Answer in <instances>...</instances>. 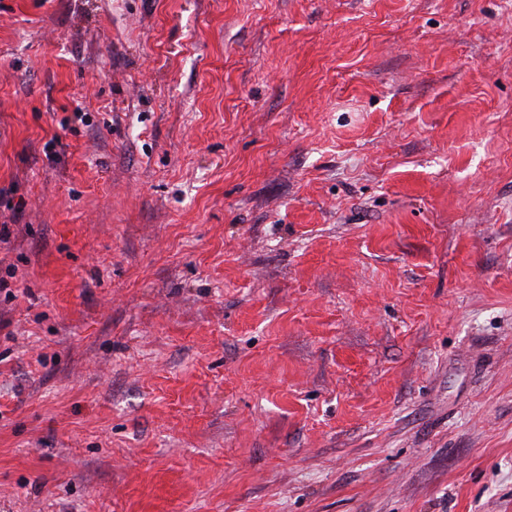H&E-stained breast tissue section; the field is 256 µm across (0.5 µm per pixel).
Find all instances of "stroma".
<instances>
[{
  "label": "stroma",
  "mask_w": 512,
  "mask_h": 512,
  "mask_svg": "<svg viewBox=\"0 0 512 512\" xmlns=\"http://www.w3.org/2000/svg\"><path fill=\"white\" fill-rule=\"evenodd\" d=\"M10 184L0 512H512V0H0Z\"/></svg>",
  "instance_id": "stroma-1"
}]
</instances>
